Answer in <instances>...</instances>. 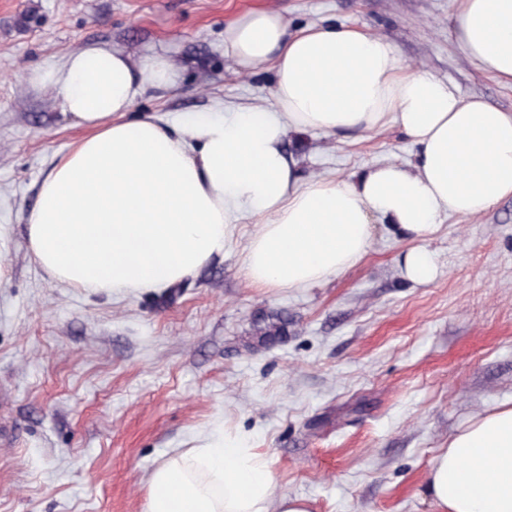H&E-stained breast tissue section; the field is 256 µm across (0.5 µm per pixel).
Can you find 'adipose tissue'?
Listing matches in <instances>:
<instances>
[{"mask_svg":"<svg viewBox=\"0 0 512 512\" xmlns=\"http://www.w3.org/2000/svg\"><path fill=\"white\" fill-rule=\"evenodd\" d=\"M465 55L512 84V0H458ZM239 71L271 66V108L215 114L171 136L133 116L146 86H171L170 60L132 62L89 45L33 71L84 136L44 177L27 223L39 266L70 288L156 291L222 254L243 213L260 216L242 254L256 288H305L369 250L376 221L416 240L401 266L417 283L436 267L422 242L451 214L476 217L512 197V112L405 63L385 37L355 27L289 31L251 11L224 29ZM392 126L413 163L382 162L348 178L302 179L289 130L346 141ZM435 512H512V406L470 419L432 460ZM145 512H311L276 496L267 456L225 435L170 456L149 480Z\"/></svg>","mask_w":512,"mask_h":512,"instance_id":"obj_1","label":"adipose tissue"}]
</instances>
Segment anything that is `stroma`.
<instances>
[{
  "label": "stroma",
  "mask_w": 512,
  "mask_h": 512,
  "mask_svg": "<svg viewBox=\"0 0 512 512\" xmlns=\"http://www.w3.org/2000/svg\"><path fill=\"white\" fill-rule=\"evenodd\" d=\"M254 10L290 29L359 27L410 65L512 111V86L468 60L457 0H0V512H145L165 459L228 431L264 452L276 495L312 512H434L433 458L472 417L512 405V198L449 216L426 242L437 275L406 279L409 239L376 226L354 266L307 288H256L240 272L256 217L223 255L168 291L110 295L48 277L26 220L81 128L31 83L89 44L165 55L175 83L134 111L180 132L194 117L270 107L274 73H237L224 28ZM304 178L413 160L395 128L348 143L290 134ZM282 311L288 335L245 348L252 319Z\"/></svg>",
  "instance_id": "1"
}]
</instances>
